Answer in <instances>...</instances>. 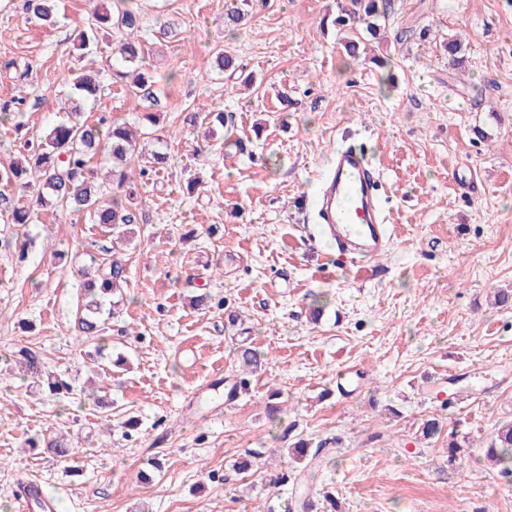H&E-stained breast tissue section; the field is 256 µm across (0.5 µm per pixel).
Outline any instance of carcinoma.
<instances>
[{"mask_svg": "<svg viewBox=\"0 0 512 512\" xmlns=\"http://www.w3.org/2000/svg\"><path fill=\"white\" fill-rule=\"evenodd\" d=\"M30 11L43 23L55 22L56 0H28ZM394 12V0H348L334 19L336 27L349 22L361 21L366 31L377 34L376 20L388 18ZM94 23L79 32L77 38L81 57L94 53L100 40L114 29L126 32L112 62V80L131 81V86L147 91L156 85L155 77L142 68L143 41L140 39L141 21L138 0H112V8L93 7ZM250 12L247 0H233L225 5L224 27L235 31L248 23ZM74 89L85 99H95L100 92L97 75L84 73L74 81ZM80 106L74 107L72 118L53 126L43 136L36 134L26 139V155L9 163L0 164V183L13 185L33 193L31 201L22 203L13 196L0 193V216L6 215V223L31 224L34 215L42 208L61 206L80 212L89 224H104L112 229V241L122 245L134 233L138 223L133 208L134 191L127 184L125 168L139 157L140 143L128 122L121 118H101L96 124L77 119ZM224 127L223 109L214 107L202 116L191 112L185 122L191 126L199 122ZM107 155L112 159V181L106 183L95 178L90 168L91 157ZM99 283L102 295L89 288L88 297L78 307L76 314L77 338L89 342L104 339L105 319L102 306L106 295L124 281L125 269L121 262L104 258L98 263ZM238 359L243 370L251 373L262 367L260 354L247 347L239 348ZM16 362L38 382L47 385L49 392L69 394L73 385L46 372L39 351L25 347L16 355ZM33 448H43L58 461L65 463L70 448L61 438H50L42 443H31ZM296 462H306L310 471L318 465L322 448L311 449V443L300 439L290 449ZM486 459L501 467L500 473L512 475V422L498 426L487 442Z\"/></svg>", "mask_w": 512, "mask_h": 512, "instance_id": "1", "label": "carcinoma"}]
</instances>
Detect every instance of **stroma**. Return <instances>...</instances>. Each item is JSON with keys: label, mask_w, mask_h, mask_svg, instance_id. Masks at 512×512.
Masks as SVG:
<instances>
[{"label": "stroma", "mask_w": 512, "mask_h": 512, "mask_svg": "<svg viewBox=\"0 0 512 512\" xmlns=\"http://www.w3.org/2000/svg\"><path fill=\"white\" fill-rule=\"evenodd\" d=\"M341 3L251 0L233 34L225 0H142L154 105L112 81L120 33L78 59L86 0H57L52 29L24 0H0V100L25 98L0 119V162L18 156L16 122L41 135L66 119L72 76L93 67L101 93L85 117L158 111L148 147L168 155L145 177L129 167L142 222L106 323L123 372L75 341L80 268L110 234L62 209L0 221V512H16L13 491L31 480L56 512H301L302 467L288 458L301 438L328 450L314 512H512V479L483 454L512 421V305L494 302L512 291V0H395L385 37L354 56L331 24ZM405 28L414 37L397 44ZM225 49L256 86L217 71ZM216 104L226 128L185 123ZM346 143L382 175L390 236L363 276L316 219ZM455 172L481 191L463 193ZM203 292L208 306H193ZM24 346L93 399L24 379L9 360ZM242 346L260 351L257 373L240 369ZM435 414L465 445L460 464L444 436H421ZM45 433L70 440L68 463L25 447ZM283 470L287 485H272Z\"/></svg>", "instance_id": "stroma-1"}]
</instances>
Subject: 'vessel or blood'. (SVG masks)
Listing matches in <instances>:
<instances>
[{
  "label": "vessel or blood",
  "instance_id": "1",
  "mask_svg": "<svg viewBox=\"0 0 512 512\" xmlns=\"http://www.w3.org/2000/svg\"><path fill=\"white\" fill-rule=\"evenodd\" d=\"M378 189L379 177L358 148L350 145L337 150L323 184L317 217L334 239L337 252L358 263L383 253L389 244ZM36 504L41 512H54L40 484L22 485L17 512H31Z\"/></svg>",
  "mask_w": 512,
  "mask_h": 512
}]
</instances>
